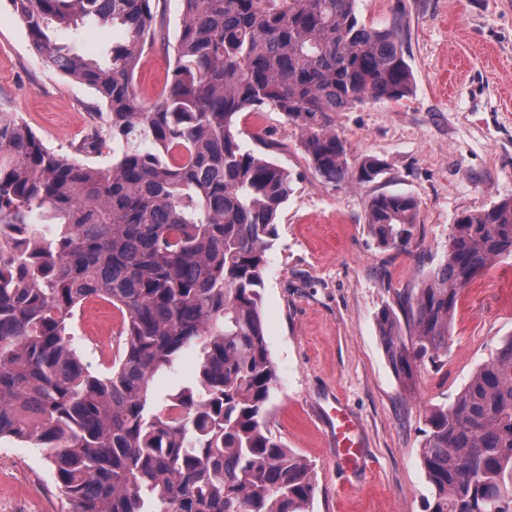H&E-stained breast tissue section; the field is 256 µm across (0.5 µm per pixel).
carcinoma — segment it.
<instances>
[{"mask_svg": "<svg viewBox=\"0 0 512 512\" xmlns=\"http://www.w3.org/2000/svg\"><path fill=\"white\" fill-rule=\"evenodd\" d=\"M181 4L171 40L151 0H10L34 50L106 112L73 146L82 161L0 112V439L46 452L63 512H307L314 470L268 427L279 377L261 317L292 180L243 149L237 123L278 112L302 131L318 176L375 181L384 163L350 166L334 115L413 93L408 22L398 4L369 27L356 0ZM88 20L126 33L106 63L51 39L56 28L82 34ZM156 43L169 67L147 101L135 74ZM108 147L112 162L95 163ZM419 212L415 197L382 193L365 220L379 245L400 249ZM504 255L512 199L457 216L438 265L376 315L400 380L448 356L462 292ZM90 300L121 312L125 336L97 375L73 334ZM188 353L192 386L155 405L156 377ZM420 459L425 512H512V336L453 404L428 410Z\"/></svg>", "mask_w": 512, "mask_h": 512, "instance_id": "carcinoma-1", "label": "carcinoma"}]
</instances>
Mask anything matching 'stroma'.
<instances>
[{
  "instance_id": "35a3bbf8",
  "label": "stroma",
  "mask_w": 512,
  "mask_h": 512,
  "mask_svg": "<svg viewBox=\"0 0 512 512\" xmlns=\"http://www.w3.org/2000/svg\"><path fill=\"white\" fill-rule=\"evenodd\" d=\"M409 19L411 96L337 113L334 127L349 162L374 156L385 165L373 183L328 182L300 148L301 131L266 111L239 117L244 149L254 132L273 143L293 192L268 253L262 317L279 389L269 427L308 460L316 490L310 512H424L429 485L419 458L429 406L453 402L464 384L512 336V256L492 263L466 287L451 326L448 355L419 366L403 384L390 366L376 314L396 290L418 287L442 256L450 226L464 211L512 199V0H357L362 22L386 24L395 3ZM118 27L88 24L84 35L53 31L57 44L107 58ZM99 99L84 84L48 68L32 49L9 0H0V110L26 122L66 154L101 125ZM379 193L420 203L407 249L379 246L365 214ZM339 397L359 420L371 469L336 473V452L314 426V408ZM0 441V485L40 489L45 512L61 502L42 453Z\"/></svg>"
}]
</instances>
